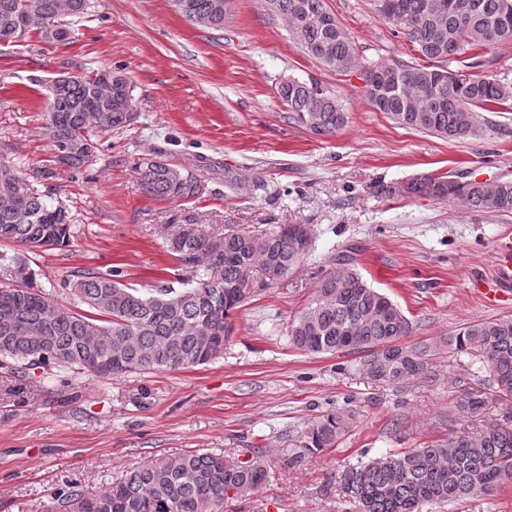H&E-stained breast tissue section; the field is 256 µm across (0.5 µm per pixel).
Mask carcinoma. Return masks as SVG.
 Listing matches in <instances>:
<instances>
[{"label":"carcinoma","mask_w":512,"mask_h":512,"mask_svg":"<svg viewBox=\"0 0 512 512\" xmlns=\"http://www.w3.org/2000/svg\"><path fill=\"white\" fill-rule=\"evenodd\" d=\"M376 12L400 27L408 42L431 63L370 61L364 65L365 91L373 108L395 123L422 133L464 139L480 127L479 111L512 102V81L496 75L455 73L448 66V41L458 53L492 47L512 37V0H372ZM189 21L224 26L227 0H172ZM268 10L289 22L302 50L321 65L348 72L357 52L325 0H266ZM89 0H0V42L33 32L47 43H64L73 32L67 18L87 13ZM113 80L112 103L95 111V81ZM43 125L54 160L80 169L95 157L99 137L130 126L137 113L126 108L133 87L120 70L93 72L49 87ZM277 95L288 119L317 136L335 134L345 113L335 97L315 83L283 77ZM145 193L157 200L197 197L201 176L160 158L136 167ZM385 195L456 200L477 211L512 214V181L487 189L460 175H418ZM306 224H283L257 235L241 228L202 233L190 217L168 239V248L192 278L181 287L160 284L146 292L130 288L115 274L80 271L64 287L84 308H67L42 288L26 260L0 254L14 284L0 286V368L19 374L55 368L99 379L130 373L175 372L205 365L224 354L232 316L249 295L288 276L303 260L299 239ZM65 207L39 193L11 162L0 157V242L32 251L70 244ZM250 285L242 288L244 279ZM411 325L389 297L369 286L345 258L334 259L319 275L312 298L292 326L290 343L311 354L366 353L365 374L395 385L429 372L431 350L404 340ZM448 350L480 363L486 376L467 393L460 408L475 410L489 390L512 414V317L467 324L442 338ZM347 411L311 420L295 448L282 459L285 469L336 447L353 428ZM264 448L231 463L221 454L183 453L130 470L105 491L88 496L76 483L54 493L59 512H211L228 490L247 497L270 473ZM512 478V419L491 423L478 435L461 432L423 448L389 451L350 465L339 482L362 512H422L426 504L481 497Z\"/></svg>","instance_id":"carcinoma-1"}]
</instances>
